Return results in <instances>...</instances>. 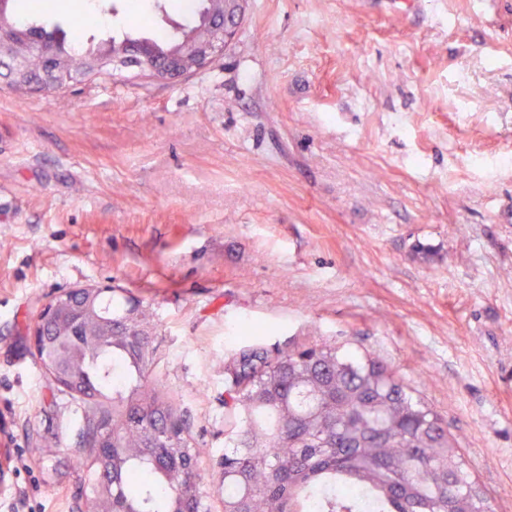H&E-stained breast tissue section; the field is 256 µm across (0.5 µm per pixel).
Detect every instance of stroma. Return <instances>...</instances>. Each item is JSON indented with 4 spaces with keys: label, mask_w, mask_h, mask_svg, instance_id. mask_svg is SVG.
Segmentation results:
<instances>
[{
    "label": "stroma",
    "mask_w": 512,
    "mask_h": 512,
    "mask_svg": "<svg viewBox=\"0 0 512 512\" xmlns=\"http://www.w3.org/2000/svg\"><path fill=\"white\" fill-rule=\"evenodd\" d=\"M116 4L39 21L141 33ZM100 284L154 313L212 512L245 323L379 355L512 512V0H248L203 73L0 85V512H76L77 412L26 326ZM73 297L74 294L68 292L56 294L52 301L47 300L41 305L34 319L30 322L28 327L29 336H31L33 347L37 354L40 349L41 336H46V326L53 327L58 322L62 313L74 307Z\"/></svg>",
    "instance_id": "stroma-1"
}]
</instances>
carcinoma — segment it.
I'll use <instances>...</instances> for the list:
<instances>
[{
    "label": "carcinoma",
    "mask_w": 512,
    "mask_h": 512,
    "mask_svg": "<svg viewBox=\"0 0 512 512\" xmlns=\"http://www.w3.org/2000/svg\"><path fill=\"white\" fill-rule=\"evenodd\" d=\"M13 2L0 0V29L28 41L22 65L0 56V78L14 91L61 92L87 81V51L165 67L209 10V0H196L190 24L94 43L82 27L46 30L39 11L23 17ZM130 304L103 295L112 331L67 315L39 353L44 370L66 369L67 396L81 406L78 432L99 417L108 436L101 448L81 449L77 468L92 483L76 508L106 492L112 512H211L197 436L155 374L153 314ZM246 334L250 344L224 358V454L216 461L223 512H493L448 422L382 358L323 339L269 349L259 330Z\"/></svg>",
    "instance_id": "cac0c4a2"
}]
</instances>
